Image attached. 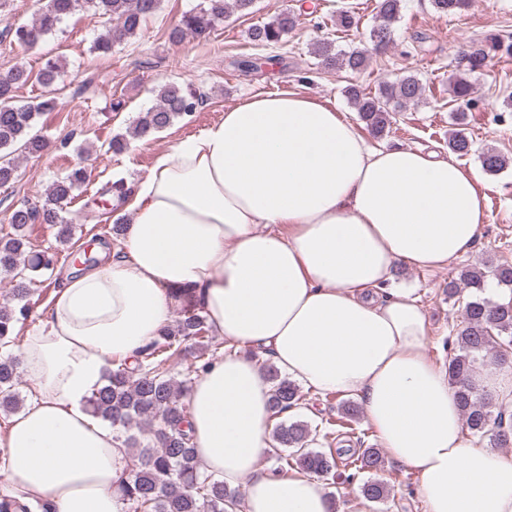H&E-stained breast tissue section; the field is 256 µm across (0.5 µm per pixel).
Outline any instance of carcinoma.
<instances>
[{
  "label": "carcinoma",
  "instance_id": "1",
  "mask_svg": "<svg viewBox=\"0 0 512 512\" xmlns=\"http://www.w3.org/2000/svg\"><path fill=\"white\" fill-rule=\"evenodd\" d=\"M162 0H44L36 18L29 24H11L7 34L12 42L25 48L36 47L53 35L64 19L82 9L94 11L106 19V31L93 43L92 50L109 55L112 48L135 37L142 22L155 14ZM254 0H202L194 9L182 14L171 29L169 39L178 44L186 36H204L235 12L249 10ZM431 7L441 17L457 13L468 0H430ZM403 0H378L376 24L371 28L368 44L362 49L338 52L329 41L315 45V54L322 64L341 69L358 78L365 72L372 53L386 49L394 41V25L401 17ZM297 24V16L287 13L275 20L256 25L249 38L257 46L274 47ZM512 44L502 45V38L492 35L471 47L465 57H457L452 81V129L448 133V148L459 157L472 151L473 141L466 133L467 114L472 107L473 86L469 76L491 61V53ZM64 68L60 58H50L37 74L25 65H16L0 73V186L17 178L13 153L37 154L45 147L44 138L33 132L37 119L54 108V100L45 99L36 105L14 104L15 92L31 78L44 88L54 87ZM158 105L140 114L129 134L146 138L196 112L203 95L182 85L164 82L153 88ZM425 86L414 75L378 83L375 93H365L351 83L345 94L353 102L359 119L374 134L390 128L398 112L419 102ZM483 169L497 174L509 165V158L494 148L480 154ZM88 180V168L78 163L66 176L54 181L44 198L36 204H24L13 210L10 224L16 234L0 238V274L9 275L14 282L13 297L19 301L28 296L31 276L54 267L55 252L28 254L23 231L29 224H57L63 243L72 237V225L63 213L74 198V192ZM499 287L512 290V265L500 264L484 272L470 267L461 271L459 280L448 282V297L453 298L464 286L473 290L464 305V320L455 333L456 350L448 359V381L455 391L466 430L490 445L503 448L512 444V422L506 419L507 407L493 395L478 391L475 381L481 366L491 362L505 366L512 356V300L494 302L483 296L488 277ZM28 307L18 309L0 306V345L13 338L16 324L26 317ZM209 326L205 316L191 307L174 325L167 326L142 352L137 367L125 361L113 362L115 368L106 376V384L90 398L92 413L128 433L132 466L130 478L120 486L121 499L134 512H238L241 499L227 492L224 480L203 469L196 458L188 433L186 392L193 381L176 380L170 373L171 362L192 351L201 362L194 373L202 371L213 356L210 349ZM21 361L8 354L0 356V410L13 412L20 408L16 390ZM271 384L272 414L278 416L303 405V395L296 384L281 376L273 366L265 369ZM358 406L344 400L339 403L336 420H326L323 427L312 426L304 420L278 424L273 432L274 451L290 450L278 456L277 471L294 469L319 478L336 475L338 467L348 471L345 480L353 481L365 472L384 468V456L378 448L363 452L345 450L327 454L311 448L317 436L327 440L358 423ZM138 429L139 435L130 433ZM361 492L365 499L385 503L391 488L376 478L363 481Z\"/></svg>",
  "mask_w": 512,
  "mask_h": 512
}]
</instances>
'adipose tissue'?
Instances as JSON below:
<instances>
[{
  "instance_id": "obj_1",
  "label": "adipose tissue",
  "mask_w": 512,
  "mask_h": 512,
  "mask_svg": "<svg viewBox=\"0 0 512 512\" xmlns=\"http://www.w3.org/2000/svg\"><path fill=\"white\" fill-rule=\"evenodd\" d=\"M480 173L412 147L377 149L343 113L255 94L175 141L131 185L116 255L68 270L20 356L32 396L0 432V499L42 512H123L131 459L88 401L112 360L134 363L192 301L224 341L187 397L205 470L245 486L243 512H332L312 475H276L271 387L256 358L313 391L360 398L427 512H512V458L467 439L446 365L428 352L398 265L438 269L483 224Z\"/></svg>"
}]
</instances>
